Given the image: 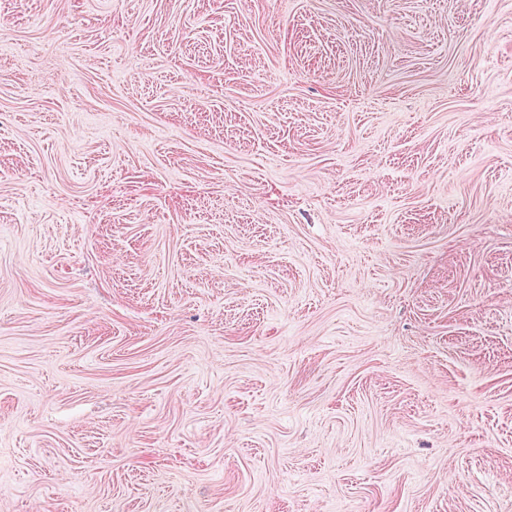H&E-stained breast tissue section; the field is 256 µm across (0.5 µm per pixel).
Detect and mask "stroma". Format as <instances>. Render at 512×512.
Wrapping results in <instances>:
<instances>
[{
    "instance_id": "35a3bbf8",
    "label": "stroma",
    "mask_w": 512,
    "mask_h": 512,
    "mask_svg": "<svg viewBox=\"0 0 512 512\" xmlns=\"http://www.w3.org/2000/svg\"><path fill=\"white\" fill-rule=\"evenodd\" d=\"M0 512H512V0H0Z\"/></svg>"
}]
</instances>
